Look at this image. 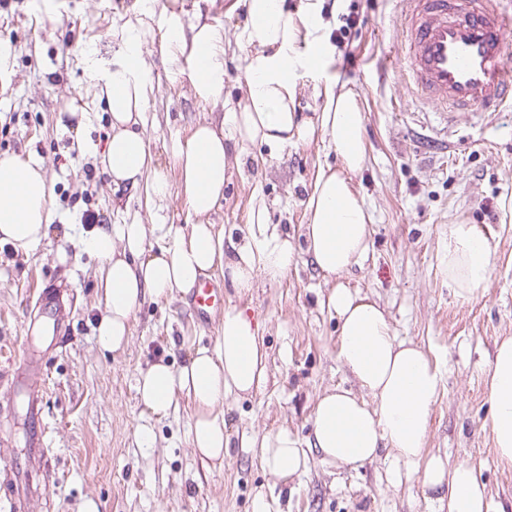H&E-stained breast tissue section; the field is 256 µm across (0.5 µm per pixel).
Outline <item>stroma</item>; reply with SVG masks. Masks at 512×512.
<instances>
[{"mask_svg": "<svg viewBox=\"0 0 512 512\" xmlns=\"http://www.w3.org/2000/svg\"><path fill=\"white\" fill-rule=\"evenodd\" d=\"M0 7V39L16 47L12 75L0 82V158L35 157L52 187L47 237L28 253L0 244V469L28 480L31 424L22 393L4 384L28 376L42 363L43 428L52 469L25 512H253L263 496L269 512H448L425 496L417 479L398 473L392 460L335 469L310 454L307 469L281 482L263 468L259 451L240 445L241 435L262 437L288 428L311 435L317 397L333 388L357 390L337 357V318L322 302L331 285L305 253L302 226L319 167L337 166L336 153L307 144L248 146L245 162L224 187L209 215L225 241L240 245L252 210L288 236L301 257L281 281L259 282L251 299L238 300L220 273L225 306L244 303L258 322L267 352V382L248 397L219 402L230 446L219 469H206L191 446L195 407L178 396L169 414L156 417L139 400L140 371L162 360L182 367L194 349L214 343L222 312L207 322L190 313L188 296L143 303L134 313L127 347L108 353L97 345L96 274L102 262L83 240L94 214L108 224H193L178 187L173 145L203 120H222L224 108L199 99L190 83L191 61L173 64L159 52L158 19L119 0H7ZM156 9L190 28L202 18L224 28V95L241 103L249 56L238 41L245 0H157ZM358 11L350 37L355 57L343 67V49L330 47L319 66L298 71V110L315 119L322 108L317 84L332 80L353 90L365 116L363 169L354 182L374 222L371 246L360 267L339 276L384 309L396 336L419 343L435 359L443 388L428 423V453L449 464L472 463L485 483L491 512H512V467L503 465L490 434L486 363L495 343L512 336V109L481 119L459 114L443 124L437 106L422 104L401 81L395 56L402 39L398 0H335L325 6L329 28L340 14ZM142 20L143 63L154 91L144 112L153 165L138 188L112 184L99 163L112 133L110 114L94 96L86 63L111 60L113 25ZM166 178L169 197H150L153 177ZM491 206L496 220L483 216ZM478 225L495 247L491 276L468 302L435 272L446 225ZM60 304L68 331L53 337L47 303ZM153 431L152 447L137 441V427Z\"/></svg>", "mask_w": 512, "mask_h": 512, "instance_id": "stroma-1", "label": "stroma"}]
</instances>
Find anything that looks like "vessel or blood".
I'll use <instances>...</instances> for the list:
<instances>
[{"instance_id":"1","label":"vessel or blood","mask_w":512,"mask_h":512,"mask_svg":"<svg viewBox=\"0 0 512 512\" xmlns=\"http://www.w3.org/2000/svg\"><path fill=\"white\" fill-rule=\"evenodd\" d=\"M400 53L405 83L425 102L439 106L444 120L466 112L479 117L512 104V0H403ZM224 302L221 289L202 284L190 311L199 321ZM34 426L32 444L43 445L42 401L27 390Z\"/></svg>"}]
</instances>
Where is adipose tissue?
<instances>
[{"label": "adipose tissue", "mask_w": 512, "mask_h": 512, "mask_svg": "<svg viewBox=\"0 0 512 512\" xmlns=\"http://www.w3.org/2000/svg\"><path fill=\"white\" fill-rule=\"evenodd\" d=\"M325 23L322 0H304L294 12L283 0H247V16L239 33L252 48L245 69V104L228 107V125L198 123L189 138L177 142L174 157L189 209L196 224L165 225L164 245L148 251L143 224H103L85 240L89 253L102 259L99 300L104 314L97 327L99 346L122 351L135 310L145 300L190 294L201 277L220 270L238 296L251 294L259 280L283 278L297 260L288 238L271 231L263 210L250 218V239L224 251V234L206 223L224 196L232 168L224 143L285 147L321 139L339 161L337 169L320 170L307 202L304 226L306 252L314 268L331 278L361 264L369 250L372 211L353 178L366 159L364 114L357 95L325 82L316 95L323 107L316 120L302 119L296 110V73L314 68ZM119 54L99 73V97L112 118V134L101 164L114 184L138 186L152 163L143 133V113L153 90L142 62L139 29L124 23L115 28ZM161 47L171 58L187 56L193 63L191 82L197 96L219 101L224 95V32L210 23H197L183 32L177 22L165 26ZM308 43L310 52L299 50ZM51 188L41 164L33 158L0 159V242L26 253L48 235ZM492 246L477 225H449L436 256V271L463 301L473 299L491 271ZM327 306L339 323L337 356L358 383L359 392L332 389L321 394L312 415L308 446L288 429L264 435L259 448L264 467L288 480L307 467L313 448L334 467L373 461L388 449L407 474H420L422 487L448 512H489L485 485L474 466L449 464L441 455L426 456L428 419L442 388L443 376L423 347L398 339L384 309L353 288L335 286ZM267 353L259 325L235 306L224 311L222 329L212 347H201L187 364L175 369L157 362L142 371L137 392L155 416L167 415L177 395L196 406L190 441L201 460L224 461L228 439L224 414L217 405L227 394H249L266 381ZM491 435L500 462L512 466V337L502 339L488 367Z\"/></svg>", "instance_id": "ef3b65f1"}]
</instances>
